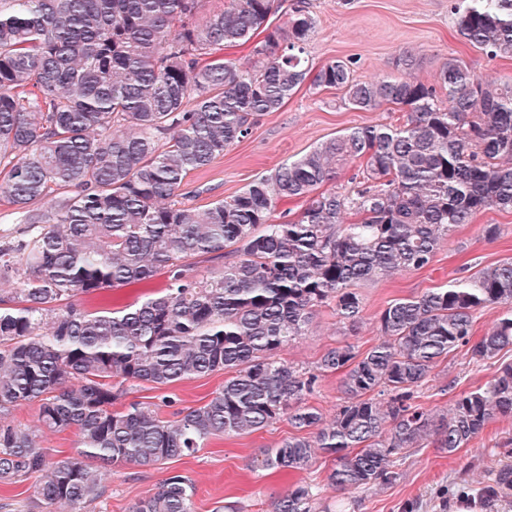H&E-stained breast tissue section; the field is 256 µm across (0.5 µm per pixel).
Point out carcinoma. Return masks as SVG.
I'll list each match as a JSON object with an SVG mask.
<instances>
[{"mask_svg":"<svg viewBox=\"0 0 512 512\" xmlns=\"http://www.w3.org/2000/svg\"><path fill=\"white\" fill-rule=\"evenodd\" d=\"M6 2L0 196L25 227L0 243V417L37 402L40 427L71 431L78 444L52 462L34 430L0 424V485L35 479L29 512L100 498V469L113 463L161 465L283 417L298 434L256 457L254 469L305 470L319 450L332 457L334 487L390 484L404 450L432 437L453 454L512 415V362L460 393L445 416L415 403L458 347L476 362L512 349L511 259L393 301L378 313L379 342L363 352L333 347L315 373L279 357L318 308L353 329L363 320L361 286L431 266L460 225L512 210V82L486 81L450 57L428 86L410 50L395 77L360 81L341 59L312 76L303 54L315 20L296 8L271 25L279 0H226L202 22L200 0ZM260 29L259 64L224 59L225 47ZM456 31L511 58L512 0H470ZM308 78L355 110L395 105L406 119L348 128L209 208L185 204L188 175ZM357 160L362 181L323 189ZM284 199L304 209L276 222ZM200 258L222 262L220 272L199 274ZM162 272L163 288L120 311L75 301ZM495 305L506 313L474 337L475 313ZM221 370V389L171 419L124 403L132 386ZM325 373L340 374L342 393L328 422L309 403ZM193 495L191 480L173 473L130 512H194ZM273 512L331 510L297 484Z\"/></svg>","mask_w":512,"mask_h":512,"instance_id":"1","label":"carcinoma"}]
</instances>
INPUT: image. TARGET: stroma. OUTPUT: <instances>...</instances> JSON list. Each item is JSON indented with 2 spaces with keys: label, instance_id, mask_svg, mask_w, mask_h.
Instances as JSON below:
<instances>
[{
  "label": "stroma",
  "instance_id": "obj_1",
  "mask_svg": "<svg viewBox=\"0 0 512 512\" xmlns=\"http://www.w3.org/2000/svg\"><path fill=\"white\" fill-rule=\"evenodd\" d=\"M468 0H287L286 9L306 7L315 29L305 45L310 67L320 68L337 59L351 60L355 78L370 81L393 73L394 62L406 50L416 52V77L432 85L443 64L462 58L477 76L490 81L512 79V58H491L482 49L465 44L454 26V10ZM403 114L388 105L375 112H360L344 105L337 95L302 86L275 112L261 117L250 134L227 149L209 167L192 172L188 205L206 208L234 195L254 179L270 174L283 162L297 158L317 143L345 129L365 124L396 125ZM496 224L501 234L484 240L480 228ZM512 259V211L488 210L472 223L461 225L449 244L438 251L429 268L394 275L363 286V323L342 333L331 309H320L305 336L285 347L281 356L308 370L323 354L349 342L366 350L380 337L375 317L388 303L438 287L450 279L473 275L485 267ZM164 276L149 287L126 286L99 295H81L77 301L90 311L118 310L140 299L145 289H160ZM494 368L473 363L466 349L451 353L432 371L416 401L436 413L449 412L458 394L489 381ZM224 384L223 372L196 377L157 389L142 384L127 399L150 406L161 417L199 406ZM293 432L287 421L240 437L209 440L195 454L154 467L114 464L105 471V492L80 512H130L131 507L168 475L187 476L195 489L194 512H220L225 503L237 502L241 512H272L273 501L296 483L318 494L332 512H402L416 503V512H512V487L497 486L501 469L512 467V416L491 422L469 447L448 455L431 442L408 449L397 461L398 477L392 484L369 489H333L327 480L331 457L317 454L304 471L273 474L254 471L253 459L277 447ZM496 497H487L488 487Z\"/></svg>",
  "mask_w": 512,
  "mask_h": 512
}]
</instances>
